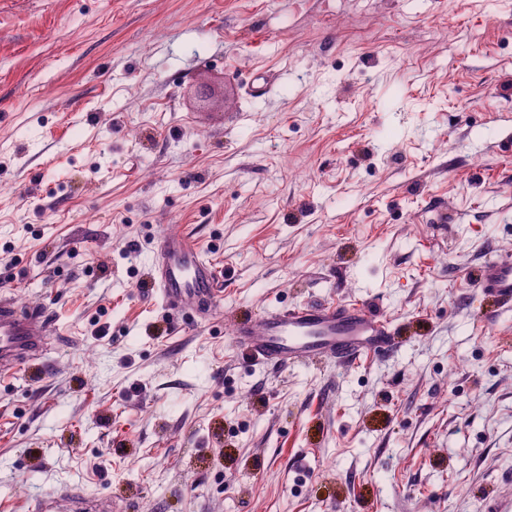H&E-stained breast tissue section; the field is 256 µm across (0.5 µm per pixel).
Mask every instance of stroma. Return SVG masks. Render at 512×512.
Instances as JSON below:
<instances>
[{
	"label": "stroma",
	"mask_w": 512,
	"mask_h": 512,
	"mask_svg": "<svg viewBox=\"0 0 512 512\" xmlns=\"http://www.w3.org/2000/svg\"><path fill=\"white\" fill-rule=\"evenodd\" d=\"M171 232L220 270L209 322L145 287ZM505 251L512 0H0V282L62 331L0 380V512H481L512 493V303L474 282ZM337 300L397 350L272 368L232 335ZM96 500L90 499L85 496H72L71 497V507L66 508H58V507H50L49 505L52 502L45 504L40 507L38 510L41 512H109V508L99 507L96 503Z\"/></svg>",
	"instance_id": "obj_1"
}]
</instances>
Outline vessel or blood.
<instances>
[{
    "instance_id": "1",
    "label": "vessel or blood",
    "mask_w": 512,
    "mask_h": 512,
    "mask_svg": "<svg viewBox=\"0 0 512 512\" xmlns=\"http://www.w3.org/2000/svg\"><path fill=\"white\" fill-rule=\"evenodd\" d=\"M219 272L194 241L184 234L158 238L149 268V285L166 306L199 318L217 312L222 297ZM475 283L483 294L512 303V256L497 255L479 267ZM39 311L18 308L0 296V378L25 368L59 334ZM234 335L255 359L273 368L304 366L321 359L346 364L364 356L378 357L397 347L395 331L385 316L366 306L339 301L299 304L267 314L259 321L237 322Z\"/></svg>"
}]
</instances>
